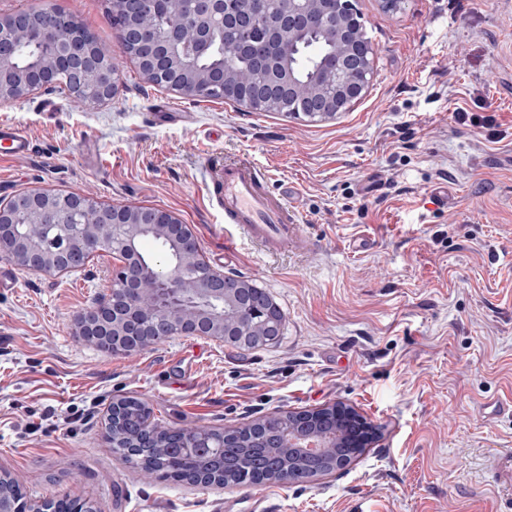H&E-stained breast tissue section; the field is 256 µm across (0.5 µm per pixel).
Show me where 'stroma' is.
<instances>
[{"instance_id": "35a3bbf8", "label": "stroma", "mask_w": 512, "mask_h": 512, "mask_svg": "<svg viewBox=\"0 0 512 512\" xmlns=\"http://www.w3.org/2000/svg\"><path fill=\"white\" fill-rule=\"evenodd\" d=\"M118 47L104 0H51ZM377 50L365 97L310 122L148 83L126 56L112 103L61 89L0 103L32 139L0 157V200L42 189L168 210L210 266L263 288L281 339L242 349L174 336L115 354L76 337L119 262L62 275L0 259V472L29 501L70 496L97 512H512L494 458L512 448V0H353ZM483 97L488 141L455 110ZM192 113L154 124L157 105ZM251 157L314 239L274 255L225 232L206 159ZM134 396L166 426L221 429L343 402L379 430L342 474L209 488L145 481L112 452L105 415Z\"/></svg>"}]
</instances>
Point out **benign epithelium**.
<instances>
[{
  "mask_svg": "<svg viewBox=\"0 0 512 512\" xmlns=\"http://www.w3.org/2000/svg\"><path fill=\"white\" fill-rule=\"evenodd\" d=\"M191 2L192 24L187 31L197 40L200 50L207 48L218 30L238 42L255 66L266 73L255 96L241 102L251 110L295 94L299 85L297 75L291 70L286 74L279 71L276 61L288 55L302 33L312 29L321 30L329 38L332 51L321 59L310 84L311 96L302 109L310 119L336 118L364 96L373 80L376 50L365 37L352 0H240L233 11L226 10L228 0ZM179 3L181 0H113L115 12L123 19L122 46L142 50V73L151 83L163 74L169 89L186 99L215 96L220 100H236L238 74L194 66L178 55L180 38L175 30H153L139 22V15L147 6L156 11ZM258 22L266 31L262 41L251 38L252 28ZM21 31L55 46L54 51L30 67H17L15 38ZM62 75L70 97L81 104L110 103L120 87L112 49L74 29L70 15L50 5L49 0H42V5L31 11L0 15L1 100L25 98L39 89L52 87ZM73 224L83 240L80 252L66 244L45 249L31 232L42 225ZM117 228L125 232L123 265L113 275L111 286L119 284L126 289L130 306L144 288L147 272L138 237L164 230L179 243L178 258L156 288L155 310L148 313L135 308L119 321L112 318V310L105 301L77 317L74 335L99 336L109 347L114 336H140L143 347L147 348L175 335L222 338L248 332L247 326L238 320L228 324L222 314L207 319L188 317L180 322L167 316L166 310L174 302L186 298L190 306H205L220 302L235 291L224 281L221 272L188 288L185 272L201 260L197 239L189 225L167 210L133 205L103 208L88 196L32 189L0 205V258L23 269L59 275L84 267L97 251L112 248V231ZM306 414L308 419L290 430L288 447L311 458L333 454L336 447V433L318 431L315 419L331 414L362 421L354 407L343 403L310 409ZM262 469L275 472L281 483L309 481L306 476L297 478L280 468L274 452L263 456Z\"/></svg>",
  "mask_w": 512,
  "mask_h": 512,
  "instance_id": "obj_1",
  "label": "benign epithelium"
}]
</instances>
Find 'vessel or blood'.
<instances>
[{"label":"vessel or blood","mask_w":512,"mask_h":512,"mask_svg":"<svg viewBox=\"0 0 512 512\" xmlns=\"http://www.w3.org/2000/svg\"><path fill=\"white\" fill-rule=\"evenodd\" d=\"M31 151L27 134L13 125L0 124L1 157L25 158ZM209 192L225 228L242 232L264 251L275 253L291 245H310V237L300 230L285 196L270 190L268 175L250 158L215 164Z\"/></svg>","instance_id":"b4317fda"}]
</instances>
